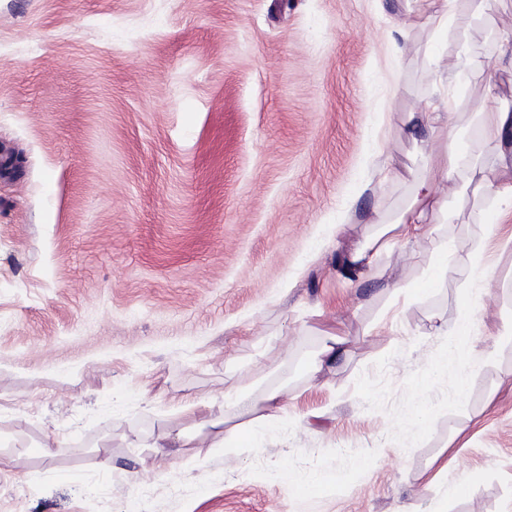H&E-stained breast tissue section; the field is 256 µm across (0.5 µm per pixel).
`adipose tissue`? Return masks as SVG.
Masks as SVG:
<instances>
[{
  "label": "adipose tissue",
  "mask_w": 512,
  "mask_h": 512,
  "mask_svg": "<svg viewBox=\"0 0 512 512\" xmlns=\"http://www.w3.org/2000/svg\"><path fill=\"white\" fill-rule=\"evenodd\" d=\"M435 11L426 16L408 13L396 23L397 32L428 24L433 28L434 37L443 44H452L455 23L462 6H470L474 13H481L487 0H435ZM460 103L454 96L445 100H428L426 113L431 121L426 127L429 137L437 142L435 150L428 155L423 171L414 175V198L394 219H387L383 212H376V234L364 244L349 252L345 262L349 279L360 281L377 275L378 261L394 251H403L414 262H425V275L446 278L459 270H476L484 252L483 241H476L469 250H461L454 239L436 233L435 226L444 215V204L434 185L435 174L452 176L463 174L467 181H478L488 186L487 168L512 171V155H507L498 141V133L512 127V108L496 97H489L481 108L482 124L486 131L485 146L489 156L488 164L467 158L455 137L448 131ZM279 392L265 394L263 402H256L251 386L244 385L227 395L226 401L234 406L239 415L260 413L262 421L273 425L280 420Z\"/></svg>",
  "instance_id": "1"
}]
</instances>
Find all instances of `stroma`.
<instances>
[{"label":"stroma","mask_w":512,"mask_h":512,"mask_svg":"<svg viewBox=\"0 0 512 512\" xmlns=\"http://www.w3.org/2000/svg\"><path fill=\"white\" fill-rule=\"evenodd\" d=\"M420 7L0 0V512H512V249L488 245L465 337L464 275L391 304L383 282L422 274L407 256L359 283L339 264L431 149L410 116L440 46L393 28ZM508 24L512 0L462 10L448 52L485 64L452 123L472 158L485 96L512 103ZM437 190L458 247L512 235L465 179ZM328 331L345 350L308 378ZM270 341L281 367L261 365ZM447 344L495 360L463 380L438 368ZM246 380L282 390L279 426L153 447L196 430L192 402L241 425L223 403ZM318 472L341 480L307 494Z\"/></svg>","instance_id":"stroma-1"}]
</instances>
